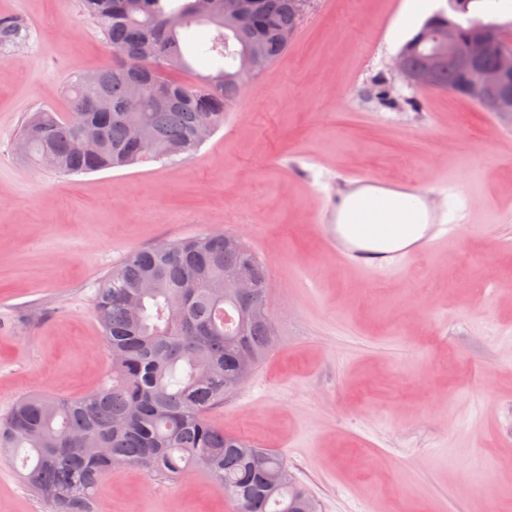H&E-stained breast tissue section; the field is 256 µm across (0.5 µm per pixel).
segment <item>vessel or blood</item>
<instances>
[{
	"mask_svg": "<svg viewBox=\"0 0 512 512\" xmlns=\"http://www.w3.org/2000/svg\"><path fill=\"white\" fill-rule=\"evenodd\" d=\"M378 179L367 175H355L344 179L336 192V201L324 213L322 229L329 246L336 252V261L368 279H375L390 271H404L410 261L419 254L432 250L436 244L454 236L458 226L448 220L445 212L432 213L423 236L412 244L393 251L367 248L366 243L379 233L394 236L407 235L406 224H384L380 221L379 207L374 201H366L355 211L346 226H338L336 219L343 209L348 195L357 188L378 186Z\"/></svg>",
	"mask_w": 512,
	"mask_h": 512,
	"instance_id": "vessel-or-blood-1",
	"label": "vessel or blood"
}]
</instances>
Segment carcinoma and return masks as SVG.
Returning <instances> with one entry per match:
<instances>
[{"label": "carcinoma", "instance_id": "1", "mask_svg": "<svg viewBox=\"0 0 512 512\" xmlns=\"http://www.w3.org/2000/svg\"><path fill=\"white\" fill-rule=\"evenodd\" d=\"M195 0H82L116 61L68 84L71 112L30 113L19 136L27 159L63 174H86L130 166L147 159L172 161L203 144L197 116L205 112L212 130L241 97L247 81L266 70L287 49L282 35L303 23L296 0H252L254 22L241 37L230 19L209 22L194 12ZM447 9L430 15L441 32L453 25L457 50L487 23L501 21V0H447ZM211 24L204 38H185ZM21 23L0 18V51L22 38ZM153 43L156 55L144 64L153 73L149 91L136 112H118L128 99L134 74L127 65L140 43ZM206 61L213 72L185 83L171 77ZM439 86L469 97L455 57H446ZM111 111L96 112L99 95ZM143 127L148 139L131 137ZM100 139L95 154L83 149L86 133ZM251 268L254 298L233 288L214 296L208 284L238 268ZM150 280L154 288L141 293ZM268 268L240 240L204 234L131 251L99 285L97 319L111 357L108 381L79 398L51 394L21 397L0 416V453L26 451L27 484L47 499L50 512H95L104 475L119 465L162 476L206 473L224 487L235 512H319V503L301 483L279 480L287 467L277 454L246 438L224 433L212 412L224 404L270 349L276 335L262 311Z\"/></svg>", "mask_w": 512, "mask_h": 512}]
</instances>
